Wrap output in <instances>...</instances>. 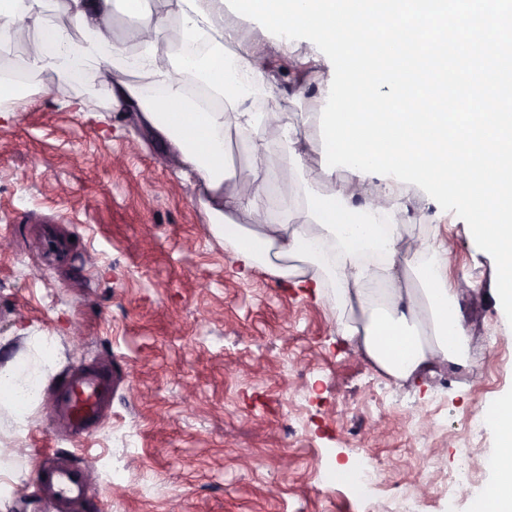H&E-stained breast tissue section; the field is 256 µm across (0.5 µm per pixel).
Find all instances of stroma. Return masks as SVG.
<instances>
[{"mask_svg":"<svg viewBox=\"0 0 512 512\" xmlns=\"http://www.w3.org/2000/svg\"><path fill=\"white\" fill-rule=\"evenodd\" d=\"M310 52L296 40L269 88L315 135L333 71L299 86L292 60ZM96 66L79 82L33 75L22 99L0 103V370L40 378L24 414L0 406V512H55L37 490L50 459L86 470L93 494L73 512H411L418 497L426 512H472L499 446L477 416L512 391V333L496 264L464 220L434 223L412 191L408 235L437 236L449 276L475 283L459 299L469 364L388 377L341 338L330 302L259 269L238 275L195 183L133 116L112 115ZM101 364L119 381L108 410L82 438L58 436L61 378ZM340 465L378 471L386 490L336 480ZM448 475L462 483L452 499L431 490Z\"/></svg>","mask_w":512,"mask_h":512,"instance_id":"1","label":"stroma"}]
</instances>
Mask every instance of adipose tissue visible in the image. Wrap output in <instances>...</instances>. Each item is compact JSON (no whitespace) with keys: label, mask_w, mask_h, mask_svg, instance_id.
<instances>
[{"label":"adipose tissue","mask_w":512,"mask_h":512,"mask_svg":"<svg viewBox=\"0 0 512 512\" xmlns=\"http://www.w3.org/2000/svg\"><path fill=\"white\" fill-rule=\"evenodd\" d=\"M115 0H63V13L83 38L69 40L61 26L46 25L41 0H0V32L29 40L30 66L55 72L85 56L99 60L97 77L110 90V108L135 114L141 128L175 152L180 172L200 185L212 230L232 251L240 273L263 269L306 283L316 296L332 291L338 332L379 371L401 380L440 363L463 361L465 330L456 307L458 283L448 275V249L415 239L403 183L352 176L333 192L300 193L321 165L322 148L299 132L275 98L263 112L247 100L268 80V62L285 42L256 48L224 23L203 0H168L169 10L145 21L153 37L140 54L145 79L128 78L124 49L109 35ZM181 20L182 47L162 54L170 15ZM193 74L219 86L223 110H197L185 97L182 77ZM274 126L281 136L279 191L288 207L280 223H260L270 205L264 138H251L246 188L226 173V132ZM500 435L488 457L491 474L473 512H512V393L479 415Z\"/></svg>","instance_id":"ef3b65f1"}]
</instances>
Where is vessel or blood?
<instances>
[{
	"label": "vessel or blood",
	"instance_id": "obj_1",
	"mask_svg": "<svg viewBox=\"0 0 512 512\" xmlns=\"http://www.w3.org/2000/svg\"><path fill=\"white\" fill-rule=\"evenodd\" d=\"M111 395L109 384L98 373H76L60 391L51 407V415L66 430L79 433L98 416L104 400ZM41 480L63 507L82 499L86 493V485L79 474L65 465L47 469Z\"/></svg>",
	"mask_w": 512,
	"mask_h": 512
}]
</instances>
